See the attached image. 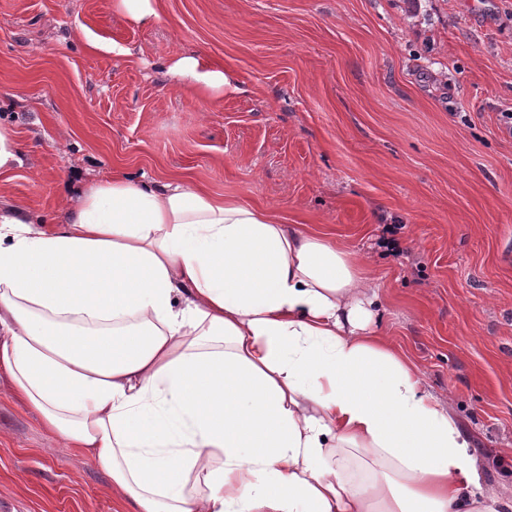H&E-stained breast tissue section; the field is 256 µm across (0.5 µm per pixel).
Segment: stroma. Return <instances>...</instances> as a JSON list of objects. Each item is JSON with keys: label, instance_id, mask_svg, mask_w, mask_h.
<instances>
[{"label": "stroma", "instance_id": "35a3bbf8", "mask_svg": "<svg viewBox=\"0 0 512 512\" xmlns=\"http://www.w3.org/2000/svg\"><path fill=\"white\" fill-rule=\"evenodd\" d=\"M0 0V203L180 172L368 255L374 327L512 499V0ZM202 56L240 90H174ZM0 382V512H117ZM114 6L135 22L157 18L152 0H115ZM22 164L15 140L7 129L0 127V173H8Z\"/></svg>", "mask_w": 512, "mask_h": 512}]
</instances>
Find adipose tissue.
I'll return each mask as SVG.
<instances>
[{"label": "adipose tissue", "mask_w": 512, "mask_h": 512, "mask_svg": "<svg viewBox=\"0 0 512 512\" xmlns=\"http://www.w3.org/2000/svg\"><path fill=\"white\" fill-rule=\"evenodd\" d=\"M180 89L238 91L195 55ZM0 208V380L120 512H512L371 323L368 261L173 174Z\"/></svg>", "instance_id": "1"}]
</instances>
